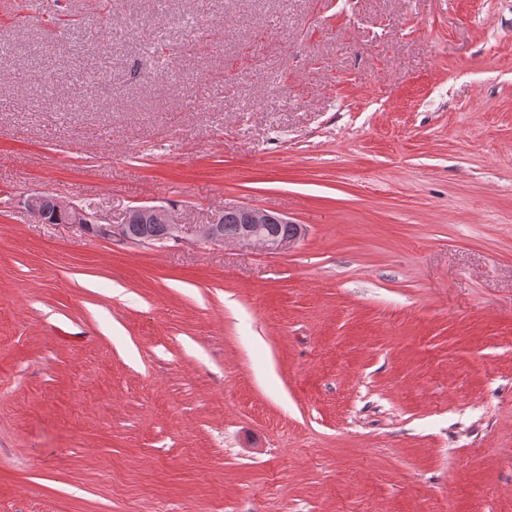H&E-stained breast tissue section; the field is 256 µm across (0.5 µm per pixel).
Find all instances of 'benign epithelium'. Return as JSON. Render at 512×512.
Masks as SVG:
<instances>
[{
	"instance_id": "7a95c632",
	"label": "benign epithelium",
	"mask_w": 512,
	"mask_h": 512,
	"mask_svg": "<svg viewBox=\"0 0 512 512\" xmlns=\"http://www.w3.org/2000/svg\"><path fill=\"white\" fill-rule=\"evenodd\" d=\"M55 204L58 210L69 215L72 224L82 229L93 226L97 230V237L105 240H113L122 244L132 243L129 238L130 225L137 223L142 216L152 211H159L166 215L165 227L169 238L175 241L185 240L183 226L173 223L171 217L168 216V210L163 206L131 207L126 211L123 223L114 224L95 213L87 212L58 198L55 199ZM237 210L241 212L243 219L242 232L235 239L237 244L253 246L268 254H277L292 247L303 235V228L299 226L297 232L291 237L273 238L265 231L266 226L274 222L272 212L254 206H239ZM220 217L221 214L217 213L208 223L196 225L194 235L213 245L220 246L226 243L219 230Z\"/></svg>"
}]
</instances>
